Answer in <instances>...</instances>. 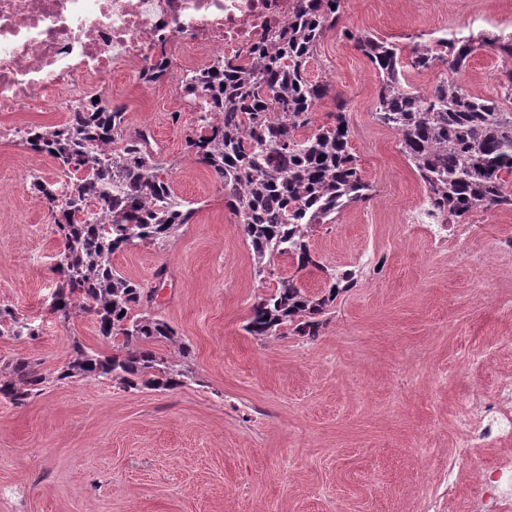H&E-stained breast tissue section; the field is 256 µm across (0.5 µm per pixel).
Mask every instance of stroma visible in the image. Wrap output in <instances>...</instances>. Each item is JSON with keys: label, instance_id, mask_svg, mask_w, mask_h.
I'll use <instances>...</instances> for the list:
<instances>
[{"label": "stroma", "instance_id": "stroma-1", "mask_svg": "<svg viewBox=\"0 0 512 512\" xmlns=\"http://www.w3.org/2000/svg\"><path fill=\"white\" fill-rule=\"evenodd\" d=\"M341 24L307 64L310 80L333 86L313 122H332L346 99L349 147L375 195L313 229L317 269L280 257L255 276L218 178L185 152L195 114L171 119L169 84L113 76L108 101L152 128L176 194L196 213L165 244L115 252L112 266L145 284L167 266L175 286L154 313L188 346L185 359L164 352L194 379L170 391L61 381L23 407L1 399L0 512H448L452 501L489 512L475 492L512 449L476 448L460 461L456 420L512 373V251L496 247L512 237V206L465 216L438 248L429 225L404 223L426 189L398 135L376 121L377 75L342 31L407 53L445 32L512 30V0H346ZM504 64L476 50L461 79L495 95ZM32 173L51 181L57 168L0 139V304L41 327L33 341L0 336V357L51 373L73 339L108 345L92 317L65 323L49 310L60 242ZM327 268L356 271L358 283L338 294L316 339L247 333L253 303L279 278L317 295Z\"/></svg>", "mask_w": 512, "mask_h": 512}]
</instances>
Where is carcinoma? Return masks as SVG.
I'll return each mask as SVG.
<instances>
[{
    "mask_svg": "<svg viewBox=\"0 0 512 512\" xmlns=\"http://www.w3.org/2000/svg\"><path fill=\"white\" fill-rule=\"evenodd\" d=\"M344 0H299L288 34L268 43L265 65L217 64L185 78V97L204 95L214 111L197 116L199 133L185 150L211 170L224 189L253 250L255 275L277 255L297 269L320 268L308 234L331 224L347 206L373 197L349 149L350 131L336 99L334 121L312 127L317 103L331 92L327 80L313 82L306 66L316 45L336 28ZM377 71L376 120L400 138L401 150L427 190L429 206L447 224L475 210L512 206L503 175H512V67L498 77L499 91L482 97L459 79L476 47H491L512 60V31L461 36L457 32L402 49L368 34L345 33ZM442 65L445 72L423 94L408 74ZM31 142L70 178L65 199L54 185L33 180L32 193L53 218L62 243L58 278L50 304L63 321L89 315L105 354L73 339L71 352L54 376L25 358L0 364V397L20 407L43 394L51 381L106 380L124 389L174 390L193 380L159 352L162 344L188 348L177 331L150 313L155 287L112 268V253L136 242L158 244L191 222L195 209L173 190L162 162V145L147 127L133 128L124 108L100 101L65 122L31 130ZM109 149L112 157L97 154ZM327 291L311 296L291 277L281 278L251 308L246 330L260 339L290 332L311 340L336 296L356 285L355 272L324 270ZM34 339L40 326L0 305V336Z\"/></svg>",
    "mask_w": 512,
    "mask_h": 512,
    "instance_id": "cac0c4a2",
    "label": "carcinoma"
}]
</instances>
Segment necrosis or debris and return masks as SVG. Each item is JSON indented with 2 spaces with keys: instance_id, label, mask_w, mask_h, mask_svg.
<instances>
[{
  "instance_id": "4bbe7bcc",
  "label": "necrosis or debris",
  "mask_w": 512,
  "mask_h": 512,
  "mask_svg": "<svg viewBox=\"0 0 512 512\" xmlns=\"http://www.w3.org/2000/svg\"><path fill=\"white\" fill-rule=\"evenodd\" d=\"M297 0H0V114L88 107L110 76L157 65L180 85L186 71L250 55L288 26ZM512 426V376L486 412L460 420L462 447L487 442V413ZM480 494L512 512V457L492 468Z\"/></svg>"
}]
</instances>
